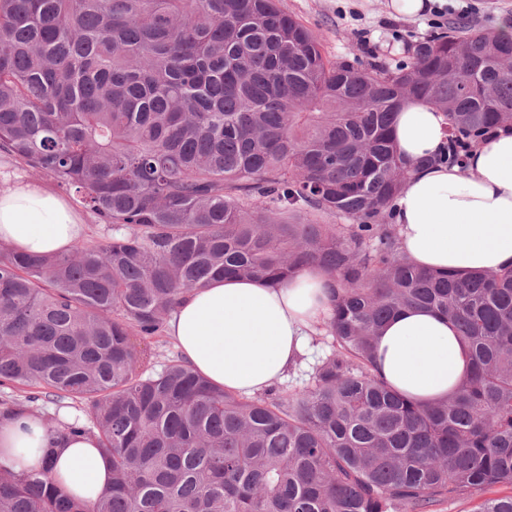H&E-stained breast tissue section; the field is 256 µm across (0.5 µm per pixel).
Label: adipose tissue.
<instances>
[{
	"label": "adipose tissue",
	"mask_w": 512,
	"mask_h": 512,
	"mask_svg": "<svg viewBox=\"0 0 512 512\" xmlns=\"http://www.w3.org/2000/svg\"><path fill=\"white\" fill-rule=\"evenodd\" d=\"M448 136L443 113L401 102L393 139L411 173L390 218L417 266L465 273L512 268V127L479 143L465 168L427 167ZM86 232L82 215L45 183L0 166V242L16 251H69ZM329 278L310 267L274 285L227 278L185 292L167 324L184 361L213 385L255 395L294 368L329 316ZM470 369L454 325L428 309L396 313L376 339L375 372L409 399L448 398ZM50 464L68 496L93 504L112 480L98 439L50 435L23 411L0 420V467L18 475Z\"/></svg>",
	"instance_id": "1"
}]
</instances>
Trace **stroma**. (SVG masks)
Returning a JSON list of instances; mask_svg holds the SVG:
<instances>
[{
    "label": "stroma",
    "instance_id": "obj_1",
    "mask_svg": "<svg viewBox=\"0 0 512 512\" xmlns=\"http://www.w3.org/2000/svg\"><path fill=\"white\" fill-rule=\"evenodd\" d=\"M280 6L319 33L329 60L374 58L391 66L407 59L409 44L456 22L459 11L476 31L512 19V0H448L445 13L419 20L390 16L385 0H280Z\"/></svg>",
    "mask_w": 512,
    "mask_h": 512
}]
</instances>
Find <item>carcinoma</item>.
Returning a JSON list of instances; mask_svg holds the SVG:
<instances>
[{
  "instance_id": "obj_1",
  "label": "carcinoma",
  "mask_w": 512,
  "mask_h": 512,
  "mask_svg": "<svg viewBox=\"0 0 512 512\" xmlns=\"http://www.w3.org/2000/svg\"><path fill=\"white\" fill-rule=\"evenodd\" d=\"M512 38L463 21L407 65L332 62L279 0H0V152L72 188L112 235L68 253L0 246V418L50 398L112 456L91 506L47 467H0V512H512V268L420 269L388 223L409 176L400 103L443 111L433 163L512 125ZM344 223H335L336 219ZM332 281L313 385L246 397L135 339L225 276ZM451 320L472 370L412 401L374 372L397 312Z\"/></svg>"
}]
</instances>
